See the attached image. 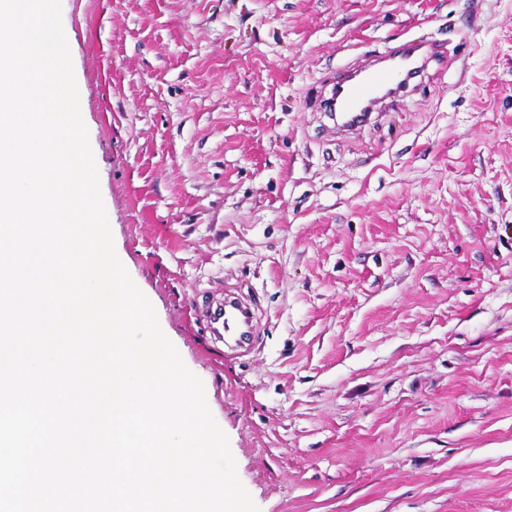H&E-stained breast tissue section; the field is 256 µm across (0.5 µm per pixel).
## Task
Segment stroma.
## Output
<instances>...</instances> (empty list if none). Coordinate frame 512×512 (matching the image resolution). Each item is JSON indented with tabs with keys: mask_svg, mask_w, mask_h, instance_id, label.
I'll return each mask as SVG.
<instances>
[{
	"mask_svg": "<svg viewBox=\"0 0 512 512\" xmlns=\"http://www.w3.org/2000/svg\"><path fill=\"white\" fill-rule=\"evenodd\" d=\"M116 254L260 512H512V0H61ZM440 41L336 139L334 72ZM259 323L210 336L221 289Z\"/></svg>",
	"mask_w": 512,
	"mask_h": 512,
	"instance_id": "stroma-1",
	"label": "stroma"
}]
</instances>
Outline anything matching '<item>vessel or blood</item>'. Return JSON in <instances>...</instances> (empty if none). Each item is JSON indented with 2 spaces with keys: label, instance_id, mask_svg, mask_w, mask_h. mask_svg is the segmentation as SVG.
Returning a JSON list of instances; mask_svg holds the SVG:
<instances>
[{
  "label": "vessel or blood",
  "instance_id": "b4317fda",
  "mask_svg": "<svg viewBox=\"0 0 512 512\" xmlns=\"http://www.w3.org/2000/svg\"><path fill=\"white\" fill-rule=\"evenodd\" d=\"M447 55L437 45H429L425 51L409 48L391 55L386 66L367 67L360 80L340 75L332 83L330 94L321 100L320 106L328 114L338 115L342 130L360 126L365 107L377 106L381 92L405 88L413 72L428 63L444 64ZM208 322L214 335L231 338L236 350L247 352L257 334V324L250 304L234 293H226L208 308Z\"/></svg>",
  "mask_w": 512,
  "mask_h": 512
}]
</instances>
